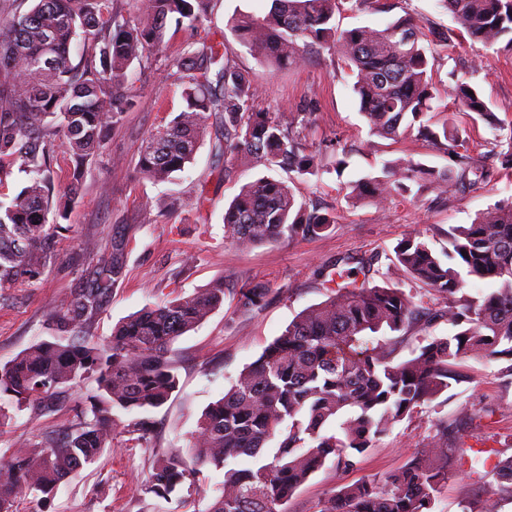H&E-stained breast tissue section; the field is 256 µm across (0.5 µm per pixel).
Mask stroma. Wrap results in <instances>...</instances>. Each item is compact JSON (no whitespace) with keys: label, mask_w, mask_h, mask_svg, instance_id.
Segmentation results:
<instances>
[{"label":"stroma","mask_w":512,"mask_h":512,"mask_svg":"<svg viewBox=\"0 0 512 512\" xmlns=\"http://www.w3.org/2000/svg\"><path fill=\"white\" fill-rule=\"evenodd\" d=\"M268 9L269 0H212L208 20L197 33L168 28L165 47L132 64L131 91L137 105L115 119L101 150L85 163L78 186L70 184L69 154L64 147L55 149V189L72 190V202L65 215L49 217L59 227L54 260L36 279L0 289V362L51 338L57 302L92 278L97 251L116 239L122 243L123 272L90 319L88 331L96 340L111 336L117 322L142 308L191 295L218 281L229 289L260 284L268 295L261 307L249 311L225 298L222 307L180 336L172 346L179 388L164 407L152 412L155 430L150 439L116 434L111 448L74 472L47 501L27 500V512H208L224 480L222 471L213 467H201L198 488L168 500L142 488L162 453L186 451L205 409L240 371L299 312L326 299L323 274L328 267L340 257L361 259L370 266L369 282L379 283L394 246L410 232L427 233L439 251L448 245L451 226L471 223L495 203L512 198V168L489 152L499 128L512 127V52L464 37L438 0H400L389 13L368 7L337 13L342 30L381 28L400 16L414 17L426 35L434 70L435 122L446 121L454 109L462 78L480 89L497 121L493 127L478 122L467 128L468 153L493 169L491 182L446 193L423 188L417 196L396 199L382 209L351 198V183L377 172L384 160L413 159L442 169L451 166L450 156L413 135L397 140L370 135L352 91L353 79L328 51L309 55L299 66L274 68L240 44L231 30L236 15L261 17ZM193 40L224 42L258 88V107L288 113L310 107L306 144L320 162L318 173L299 178L276 168L272 174L290 182L298 199L335 210L331 233L249 249L225 240V204L260 171L237 165L225 172L223 158L213 150L224 131L219 113L208 115L193 163L174 180L152 182L137 174L142 140L185 106L174 63ZM459 368L465 382L411 420L396 424L354 469L326 464L296 490L288 512H321L336 487L398 469L412 452L430 447L441 419L461 426L457 447L493 441L502 457L512 456V444L506 441L512 435V384L505 383L499 363L481 357L465 358ZM92 389V383H84L48 413H14L0 425V456L24 444L40 449L46 435L73 423ZM487 495L486 485L453 477L439 494L435 512H460L462 500L479 504Z\"/></svg>","instance_id":"obj_1"}]
</instances>
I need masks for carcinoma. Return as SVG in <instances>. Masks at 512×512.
Masks as SVG:
<instances>
[{"label": "carcinoma", "instance_id": "cac0c4a2", "mask_svg": "<svg viewBox=\"0 0 512 512\" xmlns=\"http://www.w3.org/2000/svg\"><path fill=\"white\" fill-rule=\"evenodd\" d=\"M0 0V182L12 167L27 185L8 203L0 201V288L34 279L54 256L47 228L53 193L51 153L63 140L77 182L84 162L103 143L113 119L135 105L129 68L164 44L167 25L196 31L211 0H136L137 17L119 19L112 0H37L25 13H6ZM468 37L494 45L507 38L512 50V0H440ZM360 10L373 4L389 12V0H272L267 16L241 14L233 31L250 51L273 65H299L313 49H328L355 78L360 113L369 132L398 139L412 132L442 147L456 167L436 169L413 160L384 161L375 174L352 185V195L382 206L411 193V184L443 192L474 186L489 172L460 152L464 146L456 113L495 120L478 91L459 85L457 112L433 128L434 83L421 26L401 16L384 28L357 26L340 31L343 4ZM86 46L82 65L72 62V40ZM223 43L189 48L176 61L183 85L182 109L148 135L136 170L164 181L184 171L200 147L206 115L224 114V133L214 143L224 157V175L247 162L270 169L286 166L298 175L318 169L304 131L310 108L287 118L257 109V87L239 69ZM219 66L212 71L213 66ZM336 214L310 209L282 180L261 176L224 207V235L240 247L271 245L320 236L335 228ZM115 247L99 253L91 283L63 298L54 325L67 337L32 344L0 364V401L32 412L50 411L62 393L92 377L97 383L90 408L77 422L46 441L37 452L18 451L0 462V512H23L24 497L45 501L72 472L112 447L117 428L142 440L152 433L147 413L164 406L179 384L171 344L224 304V282L203 292L166 301L132 314L112 337L94 343L88 319L101 308L122 273ZM383 283L359 280L364 261L336 259L325 272L328 298L302 310L245 367L224 395L209 406L193 435L194 458L224 471L221 494L209 512H287L295 491L328 460L349 470L356 459L394 425L464 381L458 370L470 356L502 364L512 381V200L499 202L471 224L448 230V248L433 250L422 232H412L393 249ZM493 285L487 294L463 292L461 271ZM409 276L448 298L437 311L396 287ZM267 289H238L240 309L258 308ZM451 326L446 336H425L411 358L398 361V339L375 342L379 333L399 339L427 331L432 321ZM133 414L125 423L120 415ZM458 427L437 424L439 447L414 452L400 470L343 485L321 512H434L453 472L448 452L465 464V450L448 448ZM279 438L272 457L268 443ZM490 495L512 501V456L490 449ZM197 471L181 453L156 461L142 488L165 500L196 483Z\"/></svg>", "mask_w": 512, "mask_h": 512}]
</instances>
